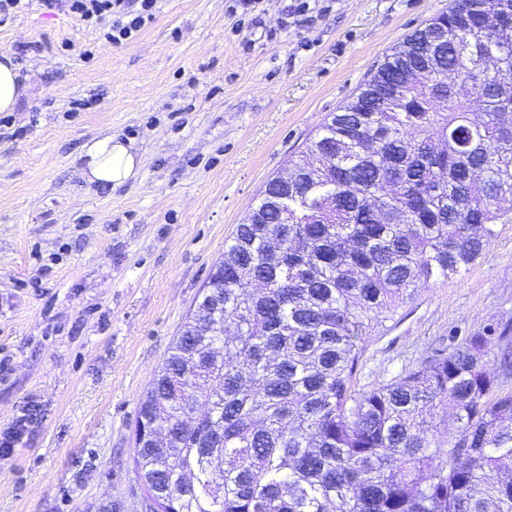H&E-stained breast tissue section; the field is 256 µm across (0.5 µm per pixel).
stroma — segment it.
<instances>
[{
    "label": "stroma",
    "mask_w": 512,
    "mask_h": 512,
    "mask_svg": "<svg viewBox=\"0 0 512 512\" xmlns=\"http://www.w3.org/2000/svg\"><path fill=\"white\" fill-rule=\"evenodd\" d=\"M451 0H158L112 45L38 0L0 22L33 86L0 112V512H142L143 395L225 243L325 117ZM112 133L138 178L88 184ZM512 337V224L372 336L357 385L469 335ZM78 165L88 183L112 189L135 180L142 169L143 159L132 142L102 135L84 145Z\"/></svg>",
    "instance_id": "1"
}]
</instances>
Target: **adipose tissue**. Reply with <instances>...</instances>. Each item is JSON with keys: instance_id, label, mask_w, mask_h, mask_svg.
<instances>
[{"instance_id": "ef3b65f1", "label": "adipose tissue", "mask_w": 512, "mask_h": 512, "mask_svg": "<svg viewBox=\"0 0 512 512\" xmlns=\"http://www.w3.org/2000/svg\"><path fill=\"white\" fill-rule=\"evenodd\" d=\"M30 85L8 53L0 54V112L16 111ZM79 170L88 183L110 189L138 177L143 159L132 142L103 135L86 143L78 157Z\"/></svg>"}]
</instances>
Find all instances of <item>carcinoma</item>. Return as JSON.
<instances>
[{"instance_id":"cac0c4a2","label":"carcinoma","mask_w":512,"mask_h":512,"mask_svg":"<svg viewBox=\"0 0 512 512\" xmlns=\"http://www.w3.org/2000/svg\"><path fill=\"white\" fill-rule=\"evenodd\" d=\"M426 58L437 75L407 82ZM288 170V197L268 181L141 400L144 494L164 512H512V393L496 394L512 351L497 373L486 360L502 337L353 388L399 305L512 223V0H454Z\"/></svg>"}]
</instances>
